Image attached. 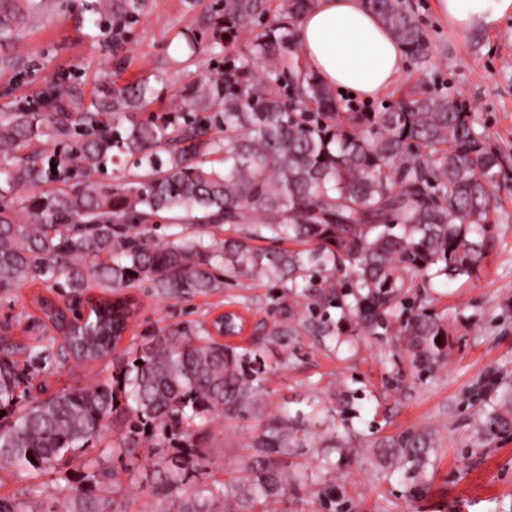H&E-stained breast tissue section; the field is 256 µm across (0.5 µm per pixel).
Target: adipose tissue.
Masks as SVG:
<instances>
[{
    "label": "adipose tissue",
    "mask_w": 512,
    "mask_h": 512,
    "mask_svg": "<svg viewBox=\"0 0 512 512\" xmlns=\"http://www.w3.org/2000/svg\"><path fill=\"white\" fill-rule=\"evenodd\" d=\"M439 15L468 30L512 14V0H437ZM308 68L333 90L371 100L396 81L405 50L366 0H317L294 33Z\"/></svg>",
    "instance_id": "adipose-tissue-1"
}]
</instances>
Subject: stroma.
Returning a JSON list of instances; mask_svg holds the SVG:
<instances>
[{
	"label": "stroma",
	"instance_id": "35a3bbf8",
	"mask_svg": "<svg viewBox=\"0 0 512 512\" xmlns=\"http://www.w3.org/2000/svg\"><path fill=\"white\" fill-rule=\"evenodd\" d=\"M425 37V51L407 56L395 84L364 102L338 96L342 109L380 112L396 106L403 88L421 83L433 94L453 97L484 129L503 156L494 184L499 221L496 246L473 279L437 278L425 295L435 310H448L460 325L450 339L447 363L427 372L412 365L393 336H344L333 341L313 335L304 315L283 336L270 333L280 309L291 299L267 280L239 277L209 295L164 298L149 288L131 291L140 303L115 354L105 359L48 365L39 376L48 392L88 388L111 379L117 359H133L154 337L184 327L210 324L227 309L242 317L244 329L227 343L259 348L267 372L255 404L209 423L207 456L195 479L235 490L251 462L253 439L274 418L289 416L300 439L285 458L289 483L271 499L268 512H326V492L341 493L345 512H512V433L483 438L477 423L491 408L498 388L512 386V15L461 31L441 22L436 0H407ZM90 0H55L16 44L0 47V112H44L45 90L56 78L72 88L67 102L74 116L91 111L97 88L147 78L155 109L173 107L177 88L196 81L224 58L209 38L189 47L183 33L199 29L223 0H147L138 23L119 39L102 33ZM59 306L68 299L46 283L23 282L0 293V324L11 325L20 345L33 344L39 298ZM405 430L433 433L437 455L430 488L405 494L406 479L380 465L369 441ZM121 436L104 430L95 446L68 459L70 484L0 467V496L23 500L37 495L44 512H69L89 460L119 474L114 512H162L151 492L153 459L148 448L136 458L109 452Z\"/></svg>",
	"mask_w": 512,
	"mask_h": 512
}]
</instances>
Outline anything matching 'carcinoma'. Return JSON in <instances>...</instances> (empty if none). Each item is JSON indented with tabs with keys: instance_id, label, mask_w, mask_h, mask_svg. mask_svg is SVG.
I'll list each match as a JSON object with an SVG mask.
<instances>
[{
	"instance_id": "carcinoma-1",
	"label": "carcinoma",
	"mask_w": 512,
	"mask_h": 512,
	"mask_svg": "<svg viewBox=\"0 0 512 512\" xmlns=\"http://www.w3.org/2000/svg\"><path fill=\"white\" fill-rule=\"evenodd\" d=\"M266 0H224L214 44L230 48L262 27L252 42L177 92L180 111L144 119L152 91L143 80L99 91L94 111L73 122L66 83L47 92L50 110L0 114V177L8 188L56 186L0 203V292L39 279L79 297L85 276L78 259H99L93 276L105 287L138 283L159 296L210 294L236 276L267 279L307 300L309 325L322 336L391 333L422 370L447 360L455 323L407 294L434 278L472 277L495 246L492 184L502 156L456 101L417 84L387 112H342L335 94L310 72L296 50L295 26L316 0H283L267 20ZM411 55L425 39L406 0H367ZM146 0H92L91 10L112 35L139 21ZM42 0H0V42L15 40L40 17ZM200 112L211 116L204 120ZM79 146L50 165L33 141ZM126 157L143 170L135 180L103 183L95 175ZM176 211L207 225H243L224 240L161 242L155 231ZM288 239L301 251L269 249L258 240ZM86 320L73 309L40 300L38 329L55 331L14 356L9 323L0 327V463L28 473L53 468L100 435L122 430L112 452L137 453L151 441L152 482L165 512H255L285 490L288 474L275 459L298 440L288 417L252 444L250 475L228 494L222 484L191 490L187 481L204 457L209 418L253 405L263 381L256 349L217 341L211 327L154 337L120 364L112 381L90 388L26 396L48 363L62 356L103 359L137 310L132 298L88 299ZM341 311L335 320L330 309ZM512 432V390L503 391L486 434ZM384 463L409 475L408 496L427 487L436 448L432 434L407 430L373 444ZM184 458L178 469L173 460ZM71 512H109L106 494L117 475L95 461Z\"/></svg>"
}]
</instances>
